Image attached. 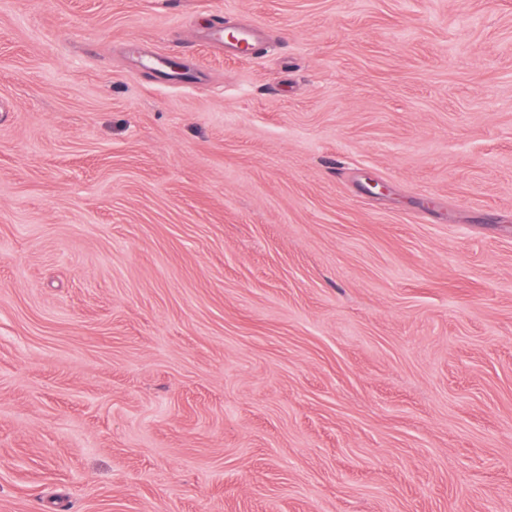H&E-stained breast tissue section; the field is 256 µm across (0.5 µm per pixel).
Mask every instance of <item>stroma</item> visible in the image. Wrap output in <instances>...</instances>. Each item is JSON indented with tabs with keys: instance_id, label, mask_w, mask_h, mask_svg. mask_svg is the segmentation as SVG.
<instances>
[{
	"instance_id": "35a3bbf8",
	"label": "stroma",
	"mask_w": 512,
	"mask_h": 512,
	"mask_svg": "<svg viewBox=\"0 0 512 512\" xmlns=\"http://www.w3.org/2000/svg\"><path fill=\"white\" fill-rule=\"evenodd\" d=\"M0 512H512V0H0ZM170 58L165 57L161 54H157L151 61L150 64L155 71L160 74L166 82L171 85L178 86L179 84H185L183 78L186 75L189 68L183 65L182 70H174L170 67Z\"/></svg>"
}]
</instances>
